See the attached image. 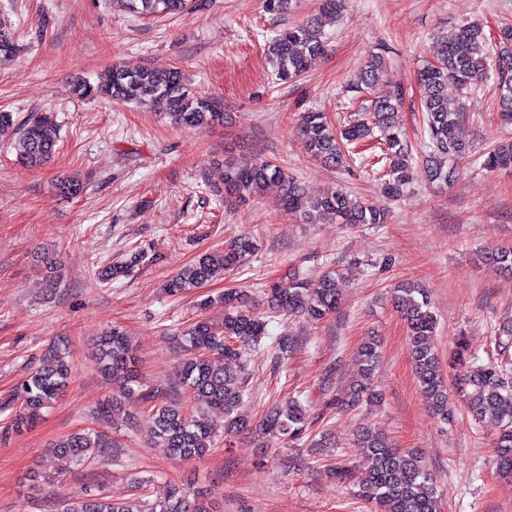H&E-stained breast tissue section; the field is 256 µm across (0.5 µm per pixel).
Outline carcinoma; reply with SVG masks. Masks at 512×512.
<instances>
[{
    "label": "carcinoma",
    "mask_w": 512,
    "mask_h": 512,
    "mask_svg": "<svg viewBox=\"0 0 512 512\" xmlns=\"http://www.w3.org/2000/svg\"><path fill=\"white\" fill-rule=\"evenodd\" d=\"M124 11L143 17L177 15L191 0H113ZM346 0H319L317 14L282 28L265 43L266 54L275 67V78L288 80L303 75L315 57L325 53L327 39L323 20L344 11ZM435 61L419 72L420 105L429 152L423 157V169L432 182H448L459 162L468 157L469 145L461 132L462 105L448 99V85L463 89L478 87L495 71L499 82V119L512 124V54L501 53L494 64L487 56V36L475 23L456 26L437 35ZM17 51L15 35L0 28V62L11 60ZM384 71V58L370 56L359 72L357 90L375 88ZM76 98L103 99L112 102L144 103L176 126L206 130L224 121L219 103L187 84L177 68L143 67L129 70L120 66L103 82L95 85L78 82L73 86ZM405 89L396 87L390 94L371 100L373 124L388 131L386 165L388 178L382 183L386 197L400 195L409 179L411 147L401 137L400 108ZM15 132L16 156L31 167L46 163L56 152L59 131L52 119L42 113L19 122L10 112H0V133ZM370 124L356 121L336 130L326 113L307 111L299 119L298 131L311 156L328 165L341 167L347 160L348 145L367 137ZM485 164L490 169L512 166V144L489 152ZM281 188V206L287 215L307 222L330 219L341 224H384L387 214L379 205L353 199L342 190L312 193L271 161L253 158L224 159L222 184L212 185L213 192L224 196L225 203L245 202L263 193L270 184ZM257 249L252 237L239 235L222 251L200 256L172 277L166 284L171 295L221 277L224 272L243 265ZM146 255L138 250L120 264L97 271V278L112 281L129 276ZM480 258L498 265L512 275V249L480 251ZM61 278V267L53 257L44 258L43 292L50 293ZM339 274L328 271L313 279L298 269L289 271L266 292L267 307L288 316H303L317 323L336 312L341 303L337 288ZM395 299L408 329L409 348L419 387L432 413L448 421L449 392L461 398L476 421L493 418L500 423L495 442L498 474L512 476V367L471 364L472 354L464 338H459L443 371L435 353L436 318L430 311L425 291L414 282L397 285ZM224 318L213 322L197 320L185 331L189 354L177 374L180 389L189 391L205 408L198 415H188L180 399L159 390L147 391L139 385L136 356L124 332L114 327L99 337L98 368L102 375L120 384L118 393L98 410L108 417L127 403L144 408V425L149 436L168 449L169 455L186 461L203 456L211 447L218 427L208 418L207 410L218 409L224 415V434L246 428L237 415L247 395L245 368L233 372L228 361L240 360L246 347L267 334L269 320L258 311V304L242 289H228L222 297ZM378 345L370 337L355 354L358 377L348 388L336 393L334 405L339 411L377 405L382 395L372 384L378 364ZM72 369L69 352L59 346L45 352L41 364L28 373L17 387L19 409L12 415L4 434L21 433L34 427L68 387ZM310 405L300 394L273 404L266 412L260 434L280 442H298L312 427ZM367 464L358 496L372 505L373 512H440L433 478L425 470L421 457L413 451L394 447L378 432L365 429L358 435ZM112 442L89 430L71 433L55 444L57 452L80 464L106 456ZM66 512H215L197 498H189L182 488L172 486L168 497L137 511L128 503L104 495L76 498Z\"/></svg>",
    "instance_id": "1"
}]
</instances>
